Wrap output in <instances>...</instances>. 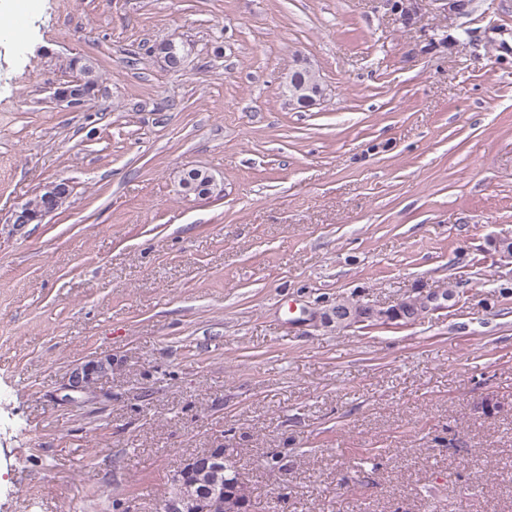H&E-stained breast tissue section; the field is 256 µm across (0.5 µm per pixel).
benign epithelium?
<instances>
[{"instance_id": "7a95c632", "label": "benign epithelium", "mask_w": 512, "mask_h": 512, "mask_svg": "<svg viewBox=\"0 0 512 512\" xmlns=\"http://www.w3.org/2000/svg\"><path fill=\"white\" fill-rule=\"evenodd\" d=\"M321 92L320 75L315 70L300 66L288 72V100L297 108H309ZM52 97L67 102L72 108L81 107L86 102V93L79 82L67 87H55ZM68 194L69 185L65 181H52L45 185L40 192V218L58 210ZM449 300L450 296L446 293L409 297L392 308L382 310L372 307L366 312L351 309L338 301L324 319L328 323L351 326L367 321L403 318L413 305L424 311L440 308ZM111 369L110 358L91 360L72 370L69 387L75 391L87 390L99 375ZM240 469L241 462L232 448H209L204 454L188 456L170 478L162 512H256L254 501L243 497Z\"/></svg>"}]
</instances>
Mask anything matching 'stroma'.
<instances>
[{"instance_id":"obj_1","label":"stroma","mask_w":512,"mask_h":512,"mask_svg":"<svg viewBox=\"0 0 512 512\" xmlns=\"http://www.w3.org/2000/svg\"><path fill=\"white\" fill-rule=\"evenodd\" d=\"M393 2L39 0L0 35V512H160L220 445L274 512H512V0ZM288 75L285 79L286 83L288 79V100L299 109L312 106L322 92L319 73L307 66H300L289 71ZM52 97L55 100L65 101L72 108L82 107L86 102V93L82 83L74 82L69 86H57L53 89ZM69 194V185L65 181H52L42 188L39 196L42 200L41 219L58 210ZM450 299L451 296H448V292L444 294H431L425 297H409L401 300L392 308L382 310L371 306V308L364 313L361 309H351L338 301L336 302V307L327 313L324 319L327 323H334L336 321V324L351 326L367 321L404 318L408 317V315L405 314L413 305H416L421 311H424L429 308H441L445 303H448ZM112 369L111 360H91L72 370L69 375V387L75 391L89 389L96 378Z\"/></svg>"}]
</instances>
